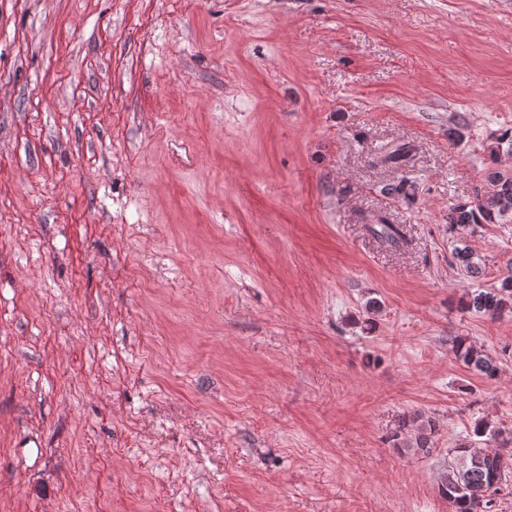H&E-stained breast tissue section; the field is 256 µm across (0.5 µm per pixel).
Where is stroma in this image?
I'll return each instance as SVG.
<instances>
[{
    "instance_id": "35a3bbf8",
    "label": "stroma",
    "mask_w": 512,
    "mask_h": 512,
    "mask_svg": "<svg viewBox=\"0 0 512 512\" xmlns=\"http://www.w3.org/2000/svg\"><path fill=\"white\" fill-rule=\"evenodd\" d=\"M507 129L512 0H0V512H449L512 430V312L462 303L512 221L448 224ZM378 224L369 225V231L391 246H399L405 243V235L397 224H388L383 217L377 219ZM379 226V229L376 227ZM452 352L471 373L485 379H493L499 373V358L477 346L467 336L452 338ZM407 430L408 435L403 438L401 445L397 444V448H403L407 453L427 454L434 447V437L436 424L432 419L420 413L405 415L399 421L396 432L393 437L400 440L399 436ZM474 436L469 437L448 450V465L440 477L439 493L448 501L451 512H490L491 495L501 490L512 473V449L493 450L483 448L484 442L504 439L506 430L481 423L474 428ZM487 437L486 439H482Z\"/></svg>"
}]
</instances>
